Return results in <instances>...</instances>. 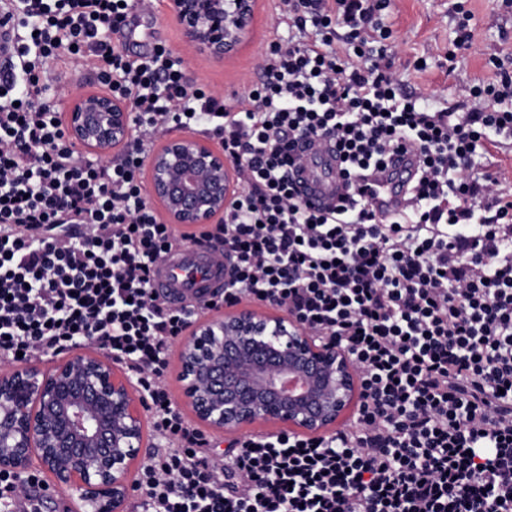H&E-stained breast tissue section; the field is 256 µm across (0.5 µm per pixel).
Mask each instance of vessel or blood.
Returning <instances> with one entry per match:
<instances>
[{"instance_id": "obj_1", "label": "vessel or blood", "mask_w": 512, "mask_h": 512, "mask_svg": "<svg viewBox=\"0 0 512 512\" xmlns=\"http://www.w3.org/2000/svg\"><path fill=\"white\" fill-rule=\"evenodd\" d=\"M16 47L12 25L0 26V71L11 66ZM301 163L291 178L302 200L313 209L337 208L347 192L344 164L333 140L314 136L299 145ZM419 162L416 150L392 154L384 167L375 170L362 184L364 197L379 212H397ZM228 279L227 262L217 251L197 243H187L171 251L154 268L151 286L172 304L186 300H209L222 292Z\"/></svg>"}]
</instances>
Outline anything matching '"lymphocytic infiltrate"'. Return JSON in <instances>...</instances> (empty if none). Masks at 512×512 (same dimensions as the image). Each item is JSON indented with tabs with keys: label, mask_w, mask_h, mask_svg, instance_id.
Instances as JSON below:
<instances>
[{
	"label": "lymphocytic infiltrate",
	"mask_w": 512,
	"mask_h": 512,
	"mask_svg": "<svg viewBox=\"0 0 512 512\" xmlns=\"http://www.w3.org/2000/svg\"><path fill=\"white\" fill-rule=\"evenodd\" d=\"M390 0H278L237 109L189 82L165 45L121 41L151 0H0L17 33L0 73V361L82 344L128 368L159 449L142 512H512V187L477 168L512 138V74L475 85L466 112L402 91L382 41ZM132 105L135 139L97 161L66 135L59 91L84 74ZM205 129L237 188L212 231L162 223L142 167L175 130ZM332 138L349 180L414 147L404 212L361 195L324 214L289 179L297 142ZM207 237L234 260L222 300L248 299L343 347L360 385L350 425L322 437L234 440L223 458L176 408L175 343L199 316L154 297V264Z\"/></svg>",
	"instance_id": "f902f5d3"
}]
</instances>
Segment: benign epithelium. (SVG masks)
Segmentation results:
<instances>
[{
  "label": "benign epithelium",
  "instance_id": "benign-epithelium-1",
  "mask_svg": "<svg viewBox=\"0 0 512 512\" xmlns=\"http://www.w3.org/2000/svg\"><path fill=\"white\" fill-rule=\"evenodd\" d=\"M185 49L215 60L249 33L256 0H170ZM70 139L102 160L134 141L131 105L98 90L72 98ZM143 178L165 224L218 223L236 173L224 148L170 134ZM182 403L206 428L251 431L261 421L288 434L330 431L360 397L346 351L310 335L288 314L242 307L198 322L179 344ZM148 401L104 351L83 347L50 361L0 369V473H36L77 512H126L146 438Z\"/></svg>",
  "mask_w": 512,
  "mask_h": 512
}]
</instances>
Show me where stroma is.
<instances>
[{
  "instance_id": "35a3bbf8",
  "label": "stroma",
  "mask_w": 512,
  "mask_h": 512,
  "mask_svg": "<svg viewBox=\"0 0 512 512\" xmlns=\"http://www.w3.org/2000/svg\"><path fill=\"white\" fill-rule=\"evenodd\" d=\"M457 0H392L383 22L392 31L388 42L394 67L404 91L432 96L436 108L465 112L473 104L471 89L480 82L497 80L490 60H505L512 72V10L498 0H467L471 14L470 49L455 50ZM277 0H257L253 32L235 55L218 62L206 55L183 54L181 34L170 17L168 0H159L151 14L137 16L139 34L127 43L130 56L149 51L153 43H166L183 54L186 73L196 84L223 97L226 106L237 101L256 81L255 63L275 34H287V27H274Z\"/></svg>"
}]
</instances>
